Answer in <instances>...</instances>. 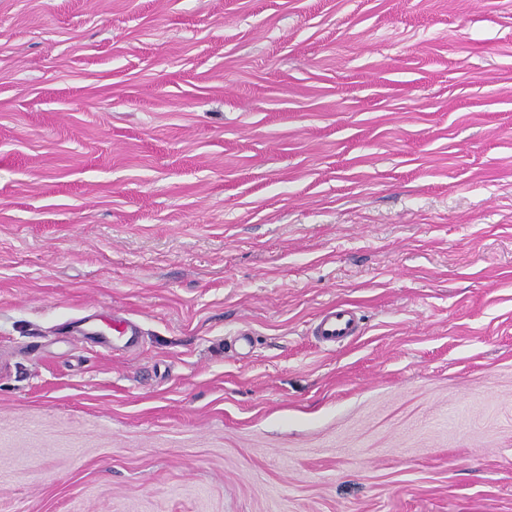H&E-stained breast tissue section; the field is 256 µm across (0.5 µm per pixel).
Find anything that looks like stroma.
Here are the masks:
<instances>
[{
  "label": "stroma",
  "mask_w": 512,
  "mask_h": 512,
  "mask_svg": "<svg viewBox=\"0 0 512 512\" xmlns=\"http://www.w3.org/2000/svg\"><path fill=\"white\" fill-rule=\"evenodd\" d=\"M0 512H512V0H0ZM360 333V317L354 306L340 303L327 308L318 317L313 335L327 347H336L353 340ZM107 330L112 331V336ZM71 332L78 338L93 340L106 345L112 343V348H116L117 343H121L125 348H132L136 342L135 335L128 332L127 319L120 317H113L111 322L106 323V329L95 322L94 319L84 318L73 326Z\"/></svg>",
  "instance_id": "1"
}]
</instances>
